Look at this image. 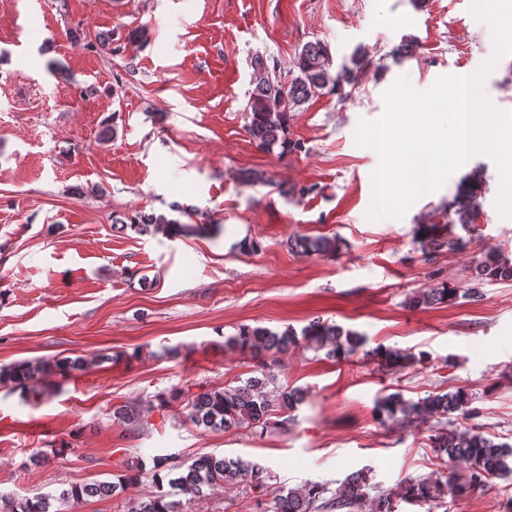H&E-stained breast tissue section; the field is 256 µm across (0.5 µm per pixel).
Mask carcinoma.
I'll use <instances>...</instances> for the list:
<instances>
[{
	"label": "carcinoma",
	"instance_id": "carcinoma-1",
	"mask_svg": "<svg viewBox=\"0 0 512 512\" xmlns=\"http://www.w3.org/2000/svg\"><path fill=\"white\" fill-rule=\"evenodd\" d=\"M330 50L321 41L306 43L292 61L293 76L284 83L277 74H271L278 64H268L259 57L255 61L254 89L246 112V130L253 142L265 151L280 147L282 152L303 149L298 140L289 138L292 113L312 98L324 94L334 95L343 101L349 96L346 87L354 86L357 74L369 66V60L355 51L349 62L336 74L330 73ZM482 184L481 172L471 171L463 179L454 199L448 204V223L466 228L473 223L478 209V192ZM121 229L140 236L188 238L215 234L219 224H182L165 212L143 213L119 221ZM422 248L433 255L443 248L454 249L458 240L444 239L433 229L421 227ZM302 252L334 256L338 241L330 237L303 238L295 243ZM478 275L490 279L512 280V262L492 260L480 267ZM457 289L446 284L420 291L410 299L414 307L444 303L455 296ZM316 351H325V357L334 361L346 360L355 355L366 343V336L357 331L322 321H314L301 332L290 327L273 330L265 326L243 325L236 334L224 341L225 347L248 353L259 361L251 376L227 384L220 389H209L183 399L184 392L175 390L156 395L158 406L169 408L180 405L182 416L203 431H228L240 427L265 430L270 417L278 413L284 426L303 403L306 393L299 388L279 384L272 365L262 358L272 352L286 354L298 345V338ZM375 355L386 363L413 362L412 354L392 348L379 347ZM87 361L75 359H37L0 368V384L13 385L35 398L49 395L54 386L46 379L55 374L65 375L82 369ZM472 399L462 388L454 392L432 393L418 400L406 399L399 392L379 398L375 412L382 420L413 421L433 417L447 419L448 427L439 428L430 436L432 448L441 457L458 464L464 470L459 482L445 483L432 478H411L394 490L380 491L370 496L371 485L363 472L351 474L336 489L325 483L279 489L274 492L272 506L263 512H396V502L427 506L433 512L445 504L448 496L457 497L483 487L490 478L512 481V445L498 443L486 436L476 425L461 426L458 418H474L470 408ZM114 417L139 429L143 428L141 412L135 405H126L114 411ZM267 468L241 457L203 455L191 461L176 454L156 455L153 466L147 470L141 463L129 465L116 479L109 482L71 484L59 494H36L20 497L0 492V512H63L67 504H77L88 498H109L148 481L154 491L137 499L130 512H179V495L202 498L216 489H231L244 485L253 490H267Z\"/></svg>",
	"mask_w": 512,
	"mask_h": 512
}]
</instances>
